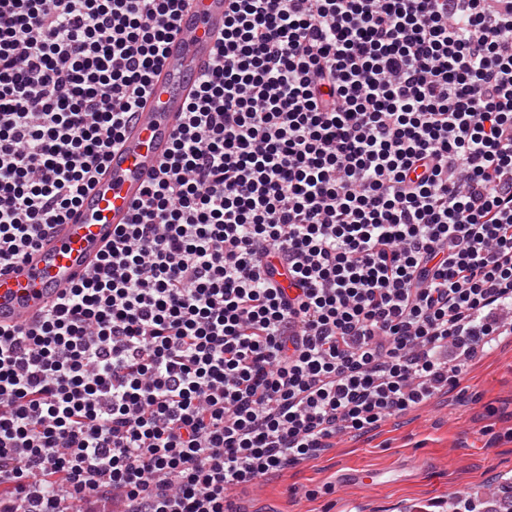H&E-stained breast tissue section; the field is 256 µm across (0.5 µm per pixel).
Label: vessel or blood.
I'll use <instances>...</instances> for the list:
<instances>
[{
  "label": "vessel or blood",
  "mask_w": 512,
  "mask_h": 512,
  "mask_svg": "<svg viewBox=\"0 0 512 512\" xmlns=\"http://www.w3.org/2000/svg\"><path fill=\"white\" fill-rule=\"evenodd\" d=\"M224 0H187L179 30L151 77V93L128 121L109 164L66 223L0 272V326L34 322L47 304L78 283L129 223L135 205L169 153L189 99L224 35Z\"/></svg>",
  "instance_id": "1"
}]
</instances>
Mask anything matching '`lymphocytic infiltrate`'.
I'll use <instances>...</instances> for the list:
<instances>
[{
  "mask_svg": "<svg viewBox=\"0 0 512 512\" xmlns=\"http://www.w3.org/2000/svg\"><path fill=\"white\" fill-rule=\"evenodd\" d=\"M185 2L0 0V271L98 181ZM506 303L512 0H229L130 223L0 328V512H231L457 385Z\"/></svg>",
  "mask_w": 512,
  "mask_h": 512,
  "instance_id": "lymphocytic-infiltrate-1",
  "label": "lymphocytic infiltrate"
}]
</instances>
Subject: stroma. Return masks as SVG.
<instances>
[{
    "mask_svg": "<svg viewBox=\"0 0 512 512\" xmlns=\"http://www.w3.org/2000/svg\"><path fill=\"white\" fill-rule=\"evenodd\" d=\"M384 473L364 490L342 474ZM512 478V337L466 367L457 387L319 457L232 496L237 512H444L461 491Z\"/></svg>",
    "mask_w": 512,
    "mask_h": 512,
    "instance_id": "35a3bbf8",
    "label": "stroma"
}]
</instances>
